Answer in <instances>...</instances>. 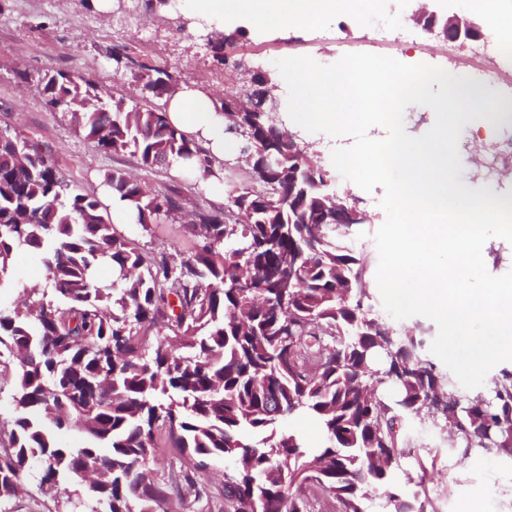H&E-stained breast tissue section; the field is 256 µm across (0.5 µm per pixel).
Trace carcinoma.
Segmentation results:
<instances>
[{"mask_svg": "<svg viewBox=\"0 0 512 512\" xmlns=\"http://www.w3.org/2000/svg\"><path fill=\"white\" fill-rule=\"evenodd\" d=\"M233 39L208 36L216 60L228 62ZM139 81L142 105L61 70L44 74L41 92L99 151L129 152L144 170L201 154L160 104L177 75L153 68ZM228 124L256 136L267 126L248 112ZM269 149L274 174L253 160L252 189L230 191L250 222L230 210L187 225L195 251L177 260L136 247L38 143L0 138V288L24 254L44 269L23 306L0 300V358L16 362L0 500L36 463L40 486L90 501V512H167L169 489L195 482L187 470L167 483L153 475L160 429L197 468L227 462L224 512H313L316 491L336 512H372L370 488L402 472L397 427L409 414L445 420L458 448L512 456V370L464 389L425 362L424 337L369 316L366 270L328 223L321 189L312 180L291 194L297 149L279 137ZM105 184L139 231L178 209L121 170ZM303 411L321 425L317 448L284 429ZM72 428L83 444L59 441ZM385 498L391 512H424Z\"/></svg>", "mask_w": 512, "mask_h": 512, "instance_id": "1", "label": "carcinoma"}]
</instances>
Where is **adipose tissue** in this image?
<instances>
[{"mask_svg":"<svg viewBox=\"0 0 512 512\" xmlns=\"http://www.w3.org/2000/svg\"><path fill=\"white\" fill-rule=\"evenodd\" d=\"M339 0H191V17L206 33H221L228 18H237L259 28L300 30L335 12ZM162 104L170 123L197 143L202 159H172L174 174L198 181L216 202L224 200V159L238 155L240 139L227 129L220 101L213 92L180 85Z\"/></svg>","mask_w":512,"mask_h":512,"instance_id":"1","label":"adipose tissue"}]
</instances>
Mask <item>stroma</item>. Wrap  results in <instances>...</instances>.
Masks as SVG:
<instances>
[{"label": "stroma", "instance_id": "35a3bbf8", "mask_svg": "<svg viewBox=\"0 0 512 512\" xmlns=\"http://www.w3.org/2000/svg\"><path fill=\"white\" fill-rule=\"evenodd\" d=\"M180 18V13L172 12L120 24L111 16L89 11L85 0H0V129L39 143L60 172L83 191H97L105 174L115 169L136 176L150 190L178 191V219L153 224L137 238L140 247L155 253L191 255L195 240L186 224L214 214L215 205L193 184L173 178L168 167L146 172L132 155L98 151L79 132L70 113L52 110L38 92V81L47 70L84 75L130 101L139 100L137 76L148 67L168 69L183 83L219 96L237 92L247 70L274 71L275 60L285 57L308 56L330 65L349 53H373L406 64L426 63L454 75L467 71L466 64L450 59L449 44L443 40L431 38L407 48L363 41L370 20L366 0H343L330 17L333 30L326 38L316 27L285 32L241 23V35L225 50L232 60L228 66L214 61L205 36L181 29ZM115 46L132 59L131 69H113L110 51ZM323 139L320 133L307 134L308 155L326 170L330 186H343L345 195L371 214L372 223L348 231L347 243L361 259L368 279H375L374 235L385 213L373 194L342 180L322 151ZM400 437L402 468L409 476L403 488L424 502L426 512H512V496L504 490L512 482V469L502 460L475 449L461 455L452 447L447 430L421 415L403 421ZM195 479L194 488L172 496L168 512H224L223 461H211ZM25 484L16 498L0 503V512H73L67 494L47 493L38 474L27 476Z\"/></svg>", "mask_w": 512, "mask_h": 512}]
</instances>
